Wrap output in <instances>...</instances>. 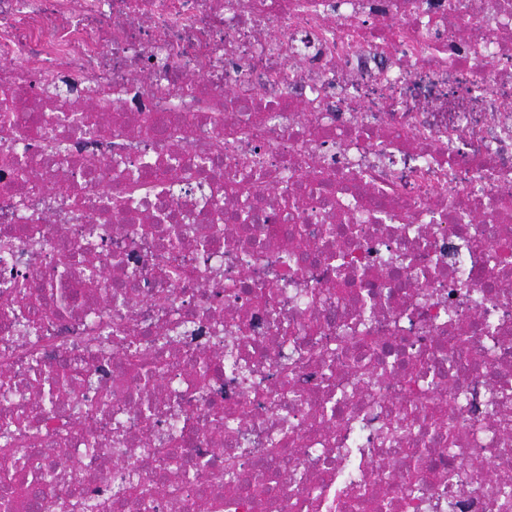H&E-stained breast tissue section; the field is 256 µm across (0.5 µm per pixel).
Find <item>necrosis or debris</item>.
Returning <instances> with one entry per match:
<instances>
[{
  "label": "necrosis or debris",
  "mask_w": 512,
  "mask_h": 512,
  "mask_svg": "<svg viewBox=\"0 0 512 512\" xmlns=\"http://www.w3.org/2000/svg\"><path fill=\"white\" fill-rule=\"evenodd\" d=\"M465 2L0 0V417L39 430L0 512L130 477L114 512H512V0ZM160 196L194 246L164 250ZM217 209L264 221L217 236ZM229 344L249 380L219 362L199 394ZM63 360L76 400L34 410ZM399 422L453 439L411 489Z\"/></svg>",
  "instance_id": "necrosis-or-debris-1"
}]
</instances>
